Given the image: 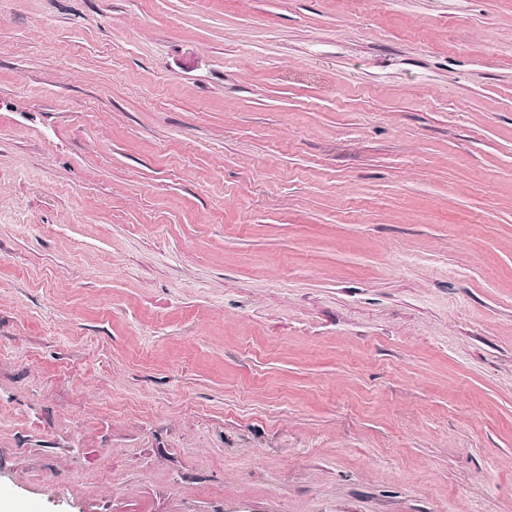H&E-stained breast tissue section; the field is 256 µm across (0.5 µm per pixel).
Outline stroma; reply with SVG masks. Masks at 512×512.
I'll list each match as a JSON object with an SVG mask.
<instances>
[{"instance_id":"1","label":"stroma","mask_w":512,"mask_h":512,"mask_svg":"<svg viewBox=\"0 0 512 512\" xmlns=\"http://www.w3.org/2000/svg\"><path fill=\"white\" fill-rule=\"evenodd\" d=\"M512 512V0H0V512Z\"/></svg>"}]
</instances>
